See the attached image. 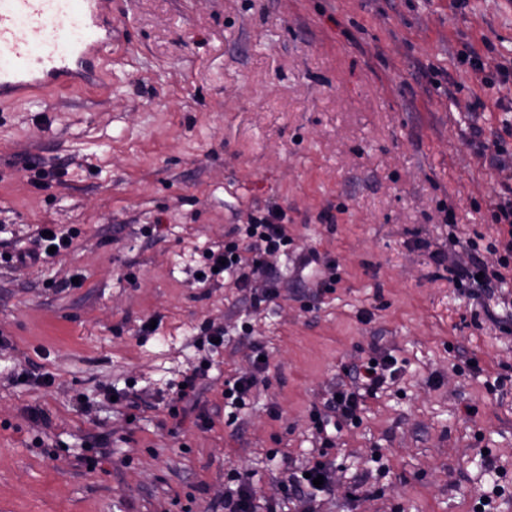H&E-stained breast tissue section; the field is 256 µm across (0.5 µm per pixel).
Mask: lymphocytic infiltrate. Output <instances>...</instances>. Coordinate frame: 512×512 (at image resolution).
<instances>
[{
    "label": "lymphocytic infiltrate",
    "mask_w": 512,
    "mask_h": 512,
    "mask_svg": "<svg viewBox=\"0 0 512 512\" xmlns=\"http://www.w3.org/2000/svg\"><path fill=\"white\" fill-rule=\"evenodd\" d=\"M282 218L281 211L272 209L246 227H233L229 241L204 252L202 282L228 277L236 288L246 292L252 308L271 302L278 295L275 262L292 241ZM397 372L396 357L378 348L347 369L344 380L334 384L327 397L311 410V421L322 445L317 457L301 469L282 461L276 474L279 497L266 498L258 495L253 486L238 484L236 490L225 494L224 512H282L286 502L297 506L299 512H313L317 499L328 494L336 480L326 453L333 445L332 429L358 423L367 400L376 397ZM318 476L323 479L319 486L313 483Z\"/></svg>",
    "instance_id": "obj_1"
}]
</instances>
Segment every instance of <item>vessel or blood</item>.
Returning a JSON list of instances; mask_svg holds the SVG:
<instances>
[{
  "label": "vessel or blood",
  "mask_w": 512,
  "mask_h": 512,
  "mask_svg": "<svg viewBox=\"0 0 512 512\" xmlns=\"http://www.w3.org/2000/svg\"><path fill=\"white\" fill-rule=\"evenodd\" d=\"M109 0H0V108L97 88L112 63Z\"/></svg>",
  "instance_id": "vessel-or-blood-1"
}]
</instances>
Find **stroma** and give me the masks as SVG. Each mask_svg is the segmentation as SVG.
I'll return each mask as SVG.
<instances>
[{
    "label": "stroma",
    "instance_id": "stroma-1",
    "mask_svg": "<svg viewBox=\"0 0 512 512\" xmlns=\"http://www.w3.org/2000/svg\"><path fill=\"white\" fill-rule=\"evenodd\" d=\"M112 25L110 90L0 111V512H217L235 474L277 495L270 452L316 455L312 406L375 342L401 371L337 435L322 512H473L496 484L512 512V306L448 279L472 242L499 268L501 177L454 103L512 125V82L458 58L512 63V0H112ZM273 207L292 236L278 298L197 284L202 252ZM40 224L73 249L6 263ZM208 323L225 337L207 354ZM204 356L195 411L172 417ZM129 382L153 396L133 424L105 398ZM208 367V363H204L203 366L194 368L189 373H185L182 376V379L174 384L175 388V396L173 401L175 405H172L170 408V413L172 416L176 417L179 415L177 403H181L186 400H193V405L196 406L198 403V397L201 391V385L203 384V380H205L206 368ZM180 385H185V388H180ZM257 380L258 378L255 375L248 378H238L231 387L224 390V406L244 409L247 405L248 396L252 388L256 386Z\"/></svg>",
    "mask_w": 512,
    "mask_h": 512
}]
</instances>
